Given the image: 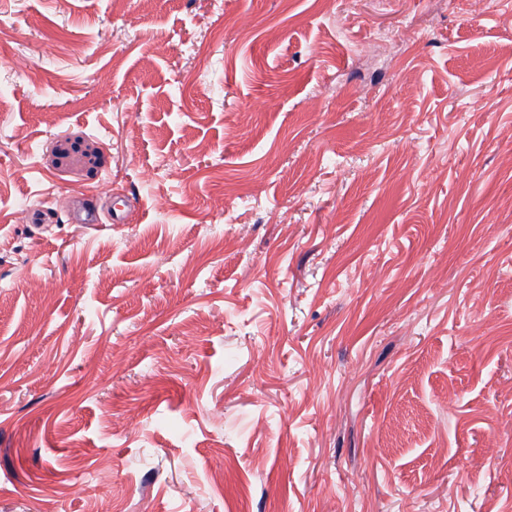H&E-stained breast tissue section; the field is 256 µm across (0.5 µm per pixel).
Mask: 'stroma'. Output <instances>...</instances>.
I'll return each mask as SVG.
<instances>
[{
  "instance_id": "stroma-1",
  "label": "stroma",
  "mask_w": 512,
  "mask_h": 512,
  "mask_svg": "<svg viewBox=\"0 0 512 512\" xmlns=\"http://www.w3.org/2000/svg\"><path fill=\"white\" fill-rule=\"evenodd\" d=\"M464 500L512 512V0H0V512Z\"/></svg>"
}]
</instances>
